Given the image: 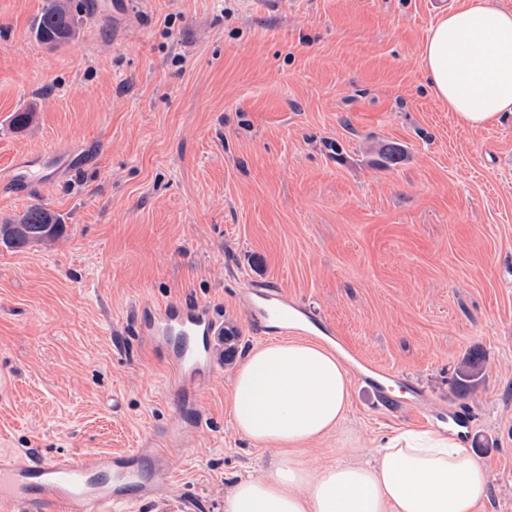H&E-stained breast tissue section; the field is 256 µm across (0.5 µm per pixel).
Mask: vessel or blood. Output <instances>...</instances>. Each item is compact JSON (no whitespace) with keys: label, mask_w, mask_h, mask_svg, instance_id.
I'll use <instances>...</instances> for the list:
<instances>
[{"label":"vessel or blood","mask_w":512,"mask_h":512,"mask_svg":"<svg viewBox=\"0 0 512 512\" xmlns=\"http://www.w3.org/2000/svg\"><path fill=\"white\" fill-rule=\"evenodd\" d=\"M66 155L50 148L21 157L10 172L16 193L42 186L51 173L64 169ZM248 312L262 332L288 329L287 298L266 285L253 286ZM215 331L210 312L200 304L166 305L147 310L141 333L166 355L181 378L201 384L211 370ZM141 450L124 453L87 451L44 455L29 448L17 456L0 454V512H112L125 504L130 488L152 496L143 480Z\"/></svg>","instance_id":"b4317fda"}]
</instances>
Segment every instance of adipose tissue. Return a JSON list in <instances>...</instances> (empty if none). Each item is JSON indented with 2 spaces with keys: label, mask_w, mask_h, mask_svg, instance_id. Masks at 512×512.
I'll return each instance as SVG.
<instances>
[{
  "label": "adipose tissue",
  "mask_w": 512,
  "mask_h": 512,
  "mask_svg": "<svg viewBox=\"0 0 512 512\" xmlns=\"http://www.w3.org/2000/svg\"><path fill=\"white\" fill-rule=\"evenodd\" d=\"M423 62L431 92L461 128L512 114V10L499 0H466L442 15L428 32ZM349 385L338 357L310 341L246 352L232 382L234 426L254 446L280 454L258 474L232 480L224 512H481L489 472L454 427L398 429L370 459L348 453L310 468L302 446L343 420Z\"/></svg>",
  "instance_id": "1"
}]
</instances>
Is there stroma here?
<instances>
[{
    "mask_svg": "<svg viewBox=\"0 0 512 512\" xmlns=\"http://www.w3.org/2000/svg\"><path fill=\"white\" fill-rule=\"evenodd\" d=\"M91 2L50 48L29 32L44 0H0V224L40 204L66 226L0 245V449L149 448L167 474L130 512H224L229 478L278 453L230 407L242 357L272 340L245 312L260 282L311 341L359 356L310 467L457 418L490 473L485 512H512V115L464 129L433 96L428 0ZM51 147L80 155L10 193L14 160ZM147 301L217 320L194 401L140 334ZM363 360L388 370L393 405L362 383Z\"/></svg>",
    "mask_w": 512,
    "mask_h": 512,
    "instance_id": "stroma-1",
    "label": "stroma"
}]
</instances>
